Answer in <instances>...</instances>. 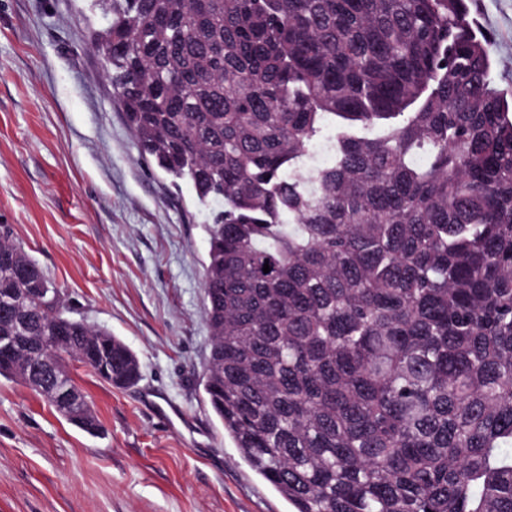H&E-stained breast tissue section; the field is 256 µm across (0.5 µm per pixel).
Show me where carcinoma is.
Listing matches in <instances>:
<instances>
[{"mask_svg":"<svg viewBox=\"0 0 512 512\" xmlns=\"http://www.w3.org/2000/svg\"><path fill=\"white\" fill-rule=\"evenodd\" d=\"M99 2L142 155L224 201L204 400L251 469L294 512H512V103L468 0ZM57 325L103 381L140 380L0 224V336Z\"/></svg>","mask_w":512,"mask_h":512,"instance_id":"1","label":"carcinoma"}]
</instances>
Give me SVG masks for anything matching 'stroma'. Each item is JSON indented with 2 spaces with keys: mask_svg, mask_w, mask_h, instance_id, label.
<instances>
[{
  "mask_svg": "<svg viewBox=\"0 0 512 512\" xmlns=\"http://www.w3.org/2000/svg\"><path fill=\"white\" fill-rule=\"evenodd\" d=\"M471 5L512 86V0ZM105 25L93 0H0V224L142 378L70 362L92 436L0 376V512H293L203 402L211 211L142 156L91 44Z\"/></svg>",
  "mask_w": 512,
  "mask_h": 512,
  "instance_id": "35a3bbf8",
  "label": "stroma"
}]
</instances>
